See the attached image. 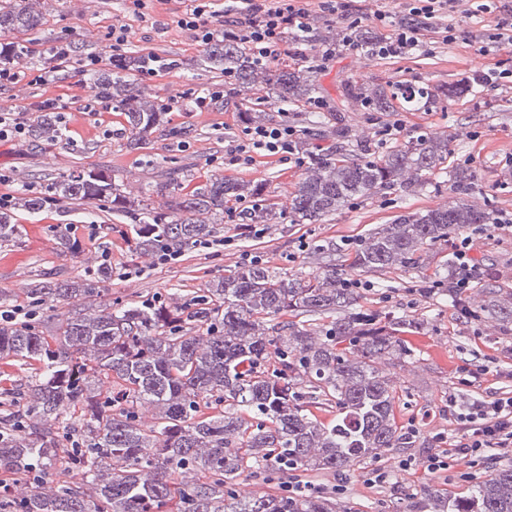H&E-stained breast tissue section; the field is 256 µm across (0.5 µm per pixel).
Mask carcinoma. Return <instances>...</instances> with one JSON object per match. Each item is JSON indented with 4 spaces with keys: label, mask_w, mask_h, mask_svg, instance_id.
Instances as JSON below:
<instances>
[{
    "label": "carcinoma",
    "mask_w": 512,
    "mask_h": 512,
    "mask_svg": "<svg viewBox=\"0 0 512 512\" xmlns=\"http://www.w3.org/2000/svg\"><path fill=\"white\" fill-rule=\"evenodd\" d=\"M41 23L34 0H0V30L28 32ZM6 48L3 66L27 53L22 44ZM158 65L153 55L130 54L88 73L95 96L125 112L136 145L165 115V105L147 99L137 85L142 72ZM199 65L233 74L226 97L244 107L248 125L273 121L260 108L259 87H270L284 105L307 100L313 91L305 71L257 64L232 39L211 44ZM346 97L376 112L416 111L436 102L430 88L407 84L389 92L353 84ZM38 112L29 135L61 140L56 107L43 103ZM334 136L333 146L309 154L286 212L296 224H315L376 189L408 188L418 172L448 153V141L421 135L380 158L360 142L362 156L349 162V129L338 126ZM453 188L461 195L458 205L397 216L351 247V267L414 269L422 246L494 222L493 211L466 203L473 190L466 177L456 176ZM262 196L258 183L218 175L157 211L132 201L110 171L98 168L55 177L44 193L19 201L33 212L49 202L107 208L126 219L135 250L156 259L207 240L232 200L250 199L252 224L286 214L264 205ZM20 238L14 207L1 208L0 245ZM110 279L112 267L103 263L71 281L44 273L20 288L29 305L51 311L50 333L37 312L14 317V295L0 291V358L30 370L23 384L0 388V476L9 484L0 494V512H346L318 494L280 489L243 495L237 479L288 470L339 474L408 447L393 417V382L376 360L410 353L399 334L421 323L360 310V289L336 266L301 278L266 262L249 263L224 271L203 295L182 303L116 302L90 314L67 309L73 299L99 295V284ZM452 285L441 277L424 292L453 299ZM336 312L343 316L317 331L282 320ZM319 397L339 410L327 424L309 409ZM145 406L155 410L149 425L139 413ZM195 471L196 481L173 478ZM30 481L29 495H14V486ZM403 501L406 512H512V464L492 469L465 498L449 500L423 487L405 490Z\"/></svg>",
    "instance_id": "obj_1"
}]
</instances>
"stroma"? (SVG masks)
<instances>
[{
	"label": "stroma",
	"mask_w": 512,
	"mask_h": 512,
	"mask_svg": "<svg viewBox=\"0 0 512 512\" xmlns=\"http://www.w3.org/2000/svg\"><path fill=\"white\" fill-rule=\"evenodd\" d=\"M187 6V0H167L154 22L147 23L128 21L122 0H86L80 11L72 0H39L43 23L37 31L0 32V42L27 46L24 62L30 69L38 68L48 49L62 40L72 42L78 58L105 53L107 26L124 21L132 27L124 54L156 52L183 62L182 67L141 84L147 98L172 102L173 109L140 149L127 143L124 113L95 101L85 75L77 68L61 70L59 78L46 86L24 79L0 89V106H23L32 113L40 101L62 100L70 109L67 119L74 131L73 137L55 144L31 137L21 143L0 142V173L8 177L0 184V193L12 197L24 189L36 193L52 177L104 166L129 189L150 191L152 207L163 210L169 198L155 193V180L161 171L175 168L181 194L199 191L220 174L263 183L267 203L283 208L304 176V158L316 147L333 144L339 125L349 128L352 139L375 144L380 156L409 138L426 134L447 140V158L435 169L420 172L411 188L377 192L317 224H295L284 218L266 225L261 236L246 237L226 247L222 240L229 226L218 222L212 233L213 245L188 250L171 265L156 264L150 256L133 252L120 234L124 219L111 211H92L72 203L63 217L52 206L35 213L20 206L14 214L22 226V242L0 248V290L18 291L45 272L53 273L56 281H66L100 263H110L112 280L104 291L71 304L72 309L89 312L118 299L136 302L148 295L180 302L190 299L225 270L240 264L247 252L291 274L319 273L332 264L344 270L352 261L347 241L367 238L401 214L456 206L459 197L450 187V176L462 172L473 182L470 203L480 208L493 206L498 220L494 226L464 228V235L471 238L470 254L480 266H494L505 290L501 302L512 303V87L475 81L477 74L487 70L512 69V46L488 44L489 16L470 18L459 11L452 13L448 24L456 29L455 40H446L445 26L427 27L420 31L421 49L399 58L371 56L344 47L335 59L317 68L312 60L320 44L317 36L294 44L292 55L283 57L280 67L313 69L315 94L326 106L315 112L302 101L289 106L287 114H275V121H288L295 129L293 159L282 160L256 150L250 164L236 165L232 159L245 140L239 107L220 100L199 110L184 108L179 102L187 88L202 89L224 80L223 75L199 66L202 48L171 25L172 16ZM352 10L364 16L359 34L376 41L389 38L394 25L413 21L404 0H354ZM379 12L391 15L392 24L377 23L374 16ZM355 82L384 88L397 83L427 86L436 90L437 101L425 110L375 112L344 100L345 86ZM396 122L401 123L402 132L387 135V128ZM64 220L73 225V236L81 245L74 256L62 253L57 245V226ZM316 242H330L334 248L316 252L312 249ZM419 256L418 267L408 273L357 270L353 276L366 284L359 300L362 310L423 322L417 331L403 335L410 357L378 362L394 382L396 425L416 436L407 452L420 463L435 448L436 434H449L457 427L449 402L466 408L512 397V331L503 330L489 315L461 322L453 303L405 289L406 281H431L456 271L448 245L423 246ZM474 366L487 367V376L474 384L464 383L463 368ZM407 452L396 448L377 459L378 467L393 473L392 480L381 487H368L361 468L340 477L307 472L303 478L316 492L349 505L352 512H403L398 500L402 489L430 486L448 498L460 499L470 494L475 480L488 473L487 467H473L465 460L454 462L448 472L434 477L399 471L398 462Z\"/></svg>",
	"instance_id": "obj_1"
}]
</instances>
